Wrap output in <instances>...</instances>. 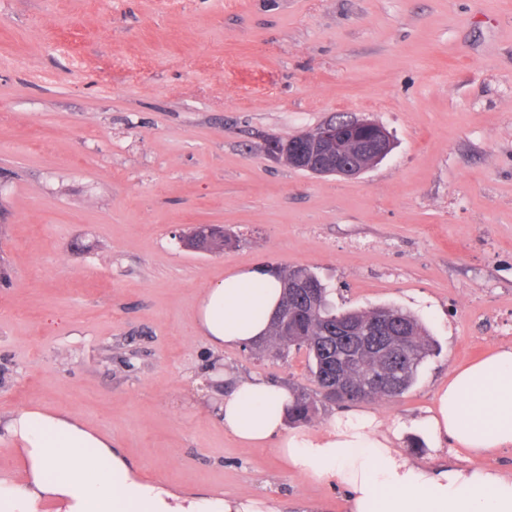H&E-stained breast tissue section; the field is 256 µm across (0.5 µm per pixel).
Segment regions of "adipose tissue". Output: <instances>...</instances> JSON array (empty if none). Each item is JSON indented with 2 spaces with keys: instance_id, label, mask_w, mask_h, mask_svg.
<instances>
[{
  "instance_id": "1",
  "label": "adipose tissue",
  "mask_w": 512,
  "mask_h": 512,
  "mask_svg": "<svg viewBox=\"0 0 512 512\" xmlns=\"http://www.w3.org/2000/svg\"><path fill=\"white\" fill-rule=\"evenodd\" d=\"M282 284L254 269L231 271L206 288L196 331L214 348L250 347L264 338ZM293 397L261 377L237 381L217 415L239 443L275 442L300 477L342 485L347 512H512V474L471 465L472 457L512 447V346L457 367L420 419L384 427L374 414L351 409L320 429L287 427ZM27 476L0 477V512H271L263 500L180 495L141 481L112 440L63 411L22 409L4 426ZM419 431L457 464L412 463L398 450Z\"/></svg>"
}]
</instances>
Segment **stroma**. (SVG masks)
<instances>
[{"label":"stroma","mask_w":512,"mask_h":512,"mask_svg":"<svg viewBox=\"0 0 512 512\" xmlns=\"http://www.w3.org/2000/svg\"><path fill=\"white\" fill-rule=\"evenodd\" d=\"M340 114L391 153L355 178L268 153ZM204 225L222 252L182 247ZM259 267L426 326L416 385L359 404L387 424L512 345V0H0V422L68 411L173 491L345 512L216 415L228 378L315 389L305 350L195 331Z\"/></svg>","instance_id":"stroma-1"}]
</instances>
